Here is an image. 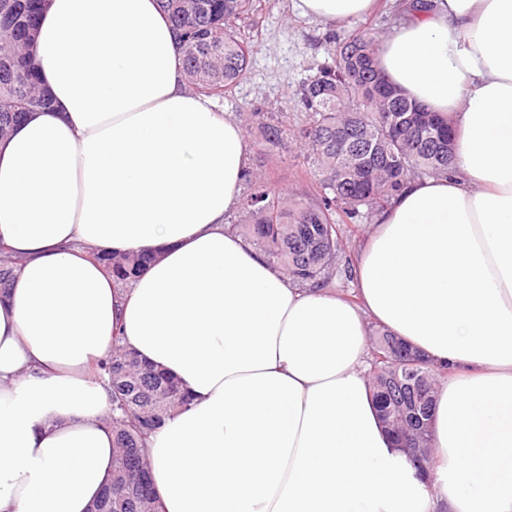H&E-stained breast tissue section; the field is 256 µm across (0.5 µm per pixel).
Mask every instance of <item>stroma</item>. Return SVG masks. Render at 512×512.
<instances>
[{"label":"stroma","instance_id":"35a3bbf8","mask_svg":"<svg viewBox=\"0 0 512 512\" xmlns=\"http://www.w3.org/2000/svg\"><path fill=\"white\" fill-rule=\"evenodd\" d=\"M380 2L379 9L368 17L324 26L300 16L291 0H255V12L241 25V34L252 47L248 73L231 94L219 100V107L235 113L245 125L252 104L259 103L287 114L290 125H301L296 90L318 64L328 60L334 40L357 30L383 37L398 25L395 0ZM247 143L250 167L269 189L301 193L311 188L313 179L299 142L272 149L252 132Z\"/></svg>","mask_w":512,"mask_h":512}]
</instances>
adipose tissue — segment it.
Listing matches in <instances>:
<instances>
[{
	"label": "adipose tissue",
	"mask_w": 512,
	"mask_h": 512,
	"mask_svg": "<svg viewBox=\"0 0 512 512\" xmlns=\"http://www.w3.org/2000/svg\"><path fill=\"white\" fill-rule=\"evenodd\" d=\"M376 0H294L324 24ZM49 108L0 141V512H87L112 475L89 368L114 338L191 397L146 455L158 512H512V0H425L380 40L390 85L451 117L355 248L357 302L291 286L225 219L248 144L188 86L156 0H47ZM154 259L118 287L101 253ZM446 367L420 480L381 426L369 324ZM18 259L0 247V293L5 294L13 285L21 269Z\"/></svg>",
	"instance_id": "obj_1"
}]
</instances>
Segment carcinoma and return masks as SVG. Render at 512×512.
Masks as SVG:
<instances>
[{
  "instance_id": "cac0c4a2",
  "label": "carcinoma",
  "mask_w": 512,
  "mask_h": 512,
  "mask_svg": "<svg viewBox=\"0 0 512 512\" xmlns=\"http://www.w3.org/2000/svg\"><path fill=\"white\" fill-rule=\"evenodd\" d=\"M30 0H0V140L30 113L49 106L36 66L26 51L37 33ZM176 34L182 64L196 93L222 99L246 75L251 50L238 21L254 11V0H158ZM378 39L351 33L331 60L318 65L300 88L306 122L288 127L278 112L252 106L262 142L278 145L290 136L304 142V162L314 191L288 195L247 179L238 225L290 284L327 287L332 275L352 278L342 240L350 225L387 208L412 177L448 173L453 129L392 87L376 66ZM116 283L126 285L152 261L147 254L100 255ZM21 260L0 247V293L13 285ZM369 386L380 420L396 435L417 433L428 447L430 430L415 416L431 418L437 367L405 342L374 330ZM107 382L112 413V479L88 512H156L155 497H142L135 474L149 471L143 448L166 419L189 406V397L166 371L142 361L115 338L112 355L97 365Z\"/></svg>"
}]
</instances>
